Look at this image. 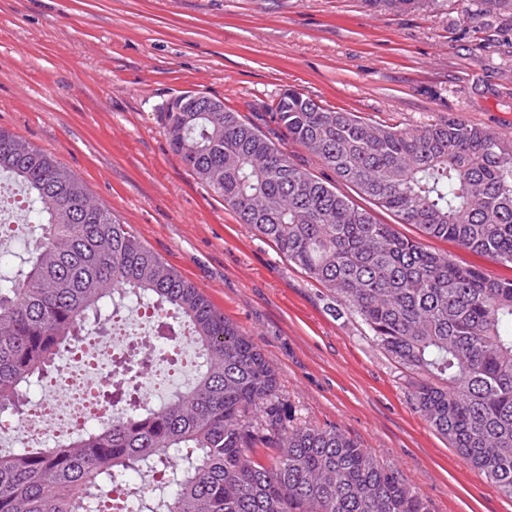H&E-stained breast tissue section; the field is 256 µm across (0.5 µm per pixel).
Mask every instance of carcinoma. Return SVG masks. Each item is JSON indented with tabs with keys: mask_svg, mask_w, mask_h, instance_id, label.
Segmentation results:
<instances>
[{
	"mask_svg": "<svg viewBox=\"0 0 512 512\" xmlns=\"http://www.w3.org/2000/svg\"><path fill=\"white\" fill-rule=\"evenodd\" d=\"M512 19V0H472ZM177 97L161 115L172 151L242 224L343 300L409 379L416 409L512 497V279L426 250L292 158L297 145L379 209L431 238L512 266V139L442 118L417 130L332 110L296 90L272 139L238 112ZM24 190L40 236L0 272V414L24 419L30 388L58 372L78 330L105 335L135 299L188 331L192 378L67 441L0 451V512H99L100 493L145 471L137 512H431L394 466L337 428L285 415L256 343L89 196L50 156L0 128V172Z\"/></svg>",
	"mask_w": 512,
	"mask_h": 512,
	"instance_id": "obj_1",
	"label": "carcinoma"
}]
</instances>
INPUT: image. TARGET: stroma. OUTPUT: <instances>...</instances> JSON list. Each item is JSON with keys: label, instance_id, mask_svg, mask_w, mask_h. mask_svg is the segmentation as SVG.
I'll return each mask as SVG.
<instances>
[{"label": "stroma", "instance_id": "1", "mask_svg": "<svg viewBox=\"0 0 512 512\" xmlns=\"http://www.w3.org/2000/svg\"><path fill=\"white\" fill-rule=\"evenodd\" d=\"M484 23L463 19L460 0H0V127L76 175L250 336L295 419L395 465L432 512H512L417 411L359 317L191 175L161 117L193 92L267 132L271 105L294 88L407 129L455 117L512 136V31L490 41ZM396 226L457 265L512 279L510 267Z\"/></svg>", "mask_w": 512, "mask_h": 512}]
</instances>
